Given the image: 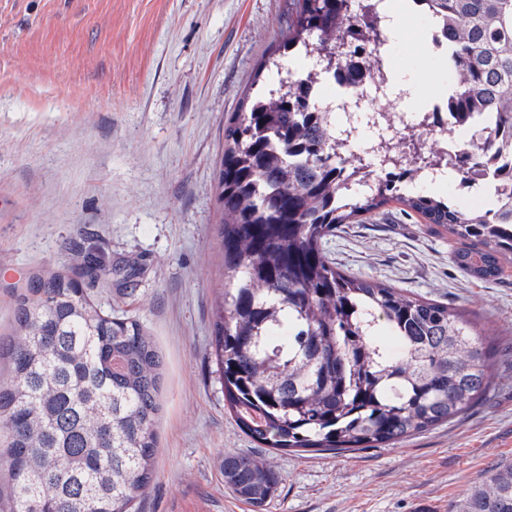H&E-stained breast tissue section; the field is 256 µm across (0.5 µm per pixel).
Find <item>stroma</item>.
Listing matches in <instances>:
<instances>
[{
    "label": "stroma",
    "mask_w": 512,
    "mask_h": 512,
    "mask_svg": "<svg viewBox=\"0 0 512 512\" xmlns=\"http://www.w3.org/2000/svg\"><path fill=\"white\" fill-rule=\"evenodd\" d=\"M293 0H0V334L19 296L72 251L112 265L86 285L137 319L162 356L154 477L137 512H254L224 484L225 454H259L224 406L212 340L224 284L218 178L224 126L276 52ZM392 81L372 112L416 125L455 86L421 45L425 14L388 0ZM443 228L392 208L347 224L325 250L341 271L472 313L501 354L490 392L392 448L267 450L281 482L266 512H463L512 458V264L478 281Z\"/></svg>",
    "instance_id": "1"
}]
</instances>
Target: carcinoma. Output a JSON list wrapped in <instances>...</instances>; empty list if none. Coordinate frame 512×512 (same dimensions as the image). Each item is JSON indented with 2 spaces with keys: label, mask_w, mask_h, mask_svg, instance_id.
Returning a JSON list of instances; mask_svg holds the SVG:
<instances>
[{
  "label": "carcinoma",
  "mask_w": 512,
  "mask_h": 512,
  "mask_svg": "<svg viewBox=\"0 0 512 512\" xmlns=\"http://www.w3.org/2000/svg\"><path fill=\"white\" fill-rule=\"evenodd\" d=\"M447 42L457 84L453 111L478 121L458 143L460 180L499 159L512 181V0H414ZM279 48L336 54L355 25L373 30L354 0H294ZM313 77L248 94L224 127L219 173L224 288L214 356L224 405L240 429L277 451L390 447L480 402L495 351L457 309L348 275L325 240L344 224L397 203L460 243L455 264L477 280L503 277L512 256V209L493 199L467 208L412 188L414 170L381 169L363 192L341 181L361 163L336 152L316 111ZM432 164L438 148L411 128ZM73 273L106 280L112 268L75 253ZM350 311H345V308ZM19 342L0 340V459L8 512H132L154 475L161 357L143 326L96 305L65 274L37 276L18 300ZM392 337L390 349L383 336ZM224 484L263 510L281 476L265 457L233 453ZM466 512H512V460L470 492Z\"/></svg>",
  "instance_id": "1"
}]
</instances>
